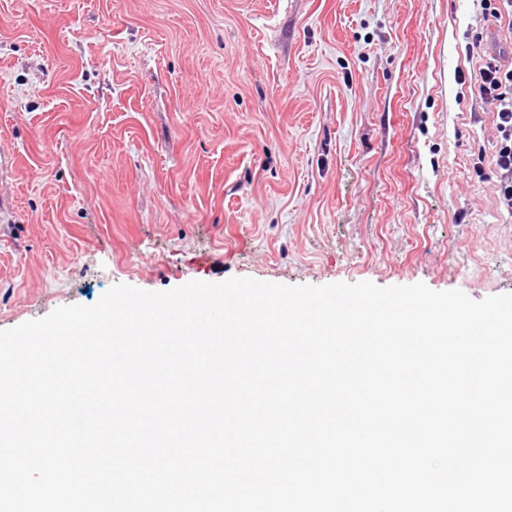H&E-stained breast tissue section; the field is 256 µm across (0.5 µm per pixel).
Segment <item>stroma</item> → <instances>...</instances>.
Returning <instances> with one entry per match:
<instances>
[{
    "label": "stroma",
    "mask_w": 512,
    "mask_h": 512,
    "mask_svg": "<svg viewBox=\"0 0 512 512\" xmlns=\"http://www.w3.org/2000/svg\"><path fill=\"white\" fill-rule=\"evenodd\" d=\"M480 0H0V330L116 284L512 293Z\"/></svg>",
    "instance_id": "1"
}]
</instances>
